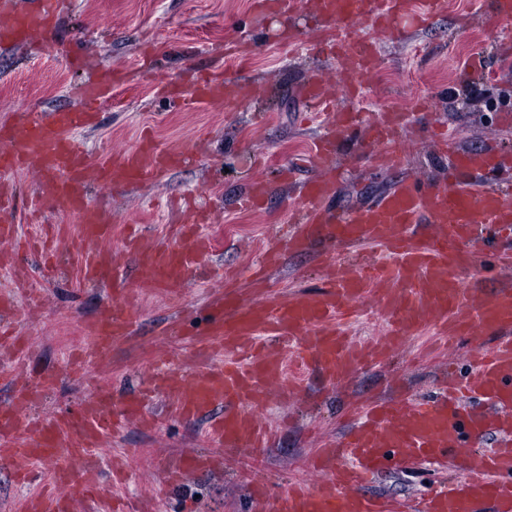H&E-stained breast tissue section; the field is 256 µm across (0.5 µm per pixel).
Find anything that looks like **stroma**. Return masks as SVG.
Segmentation results:
<instances>
[{
    "instance_id": "35a3bbf8",
    "label": "stroma",
    "mask_w": 512,
    "mask_h": 512,
    "mask_svg": "<svg viewBox=\"0 0 512 512\" xmlns=\"http://www.w3.org/2000/svg\"><path fill=\"white\" fill-rule=\"evenodd\" d=\"M254 2L71 0L70 9L35 34L30 45L0 49V119L32 108L74 107L91 73L112 81L110 100L74 131L91 159L134 149L146 133L156 145L190 156L186 165L156 182L89 189V205L109 214L113 224L106 246L116 277L104 286L82 280L78 216L58 211L35 175L13 176L20 237L35 235L46 223L57 226L65 243L58 250V274L50 281L43 279L41 261L33 254L0 258V293H11L14 326L31 342L22 359L0 361V404L8 401L12 380L39 372L54 374L58 382L38 413L66 416L78 410L86 395L85 377L120 391L137 387L145 370L160 360L176 370L196 369L192 342L204 324L208 298L224 286L225 270L235 272L247 298L259 269L274 296L321 285L331 262L322 243L285 254L274 267L262 268L261 262L267 245L288 235L292 206L303 180L313 173L310 146L326 131L324 115L303 99L299 88L311 74H339L342 64L330 54L326 33L307 7L260 13ZM395 27L391 36L358 25V34L375 46V73L357 93L340 85L333 97L337 106L367 121L383 112L404 113L402 158L394 165L380 163L365 137L349 140L333 199L339 210L375 201L406 177L426 183L447 178L451 161L437 143L441 135L465 151L491 146L512 155V103L485 105L487 96L512 92V26L497 22L491 0H447L444 15L424 24L403 18ZM216 66L244 86H262V95L232 112L218 100L183 112L163 95L166 82L188 86L194 70ZM492 68L498 77L486 80ZM268 154L291 167L296 180L288 185L277 170L266 171L262 211L243 210L254 167ZM184 197L197 199L211 213V223L198 227L217 251L210 277L187 276L178 308L161 296L140 295L132 335L114 344L111 362L89 365L87 376H80L72 356L86 339V326L105 297L137 287L139 275L123 248L130 226L171 243L169 227L178 218L169 204ZM509 251L512 240L482 230L472 264L460 273L468 288L482 295L512 285V271L499 264L500 254ZM177 314L183 335H162L165 322ZM452 366L469 373L466 347L447 353L428 327L386 361L359 367L342 380L287 367L279 384L294 387L296 394L269 399L264 417L274 432L267 446L224 449L223 471L193 475L176 489L162 480L155 461L183 450L206 451L207 418L183 419L159 404L152 429L128 426L107 437L98 454L105 465L113 455L127 454L122 494L133 501L155 499L157 512H251L254 482L280 492L304 477L322 441L340 438L358 424L356 407L389 396L430 398L440 392ZM454 476L452 465L422 461L386 471L366 491L419 503Z\"/></svg>"
}]
</instances>
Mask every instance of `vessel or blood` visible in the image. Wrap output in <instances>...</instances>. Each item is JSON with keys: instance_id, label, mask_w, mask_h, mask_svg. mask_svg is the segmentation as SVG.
<instances>
[{"instance_id": "obj_1", "label": "vessel or blood", "mask_w": 512, "mask_h": 512, "mask_svg": "<svg viewBox=\"0 0 512 512\" xmlns=\"http://www.w3.org/2000/svg\"><path fill=\"white\" fill-rule=\"evenodd\" d=\"M33 2L30 11L0 9L1 45L22 44L68 6V0ZM445 5L446 0H311L314 11L338 34L336 51L346 63L345 78L353 90L372 75L375 58L373 44L356 36L358 24L384 28L398 15L432 17ZM168 98L184 110L220 98L226 110L233 111L243 101L238 83L208 76L188 91L171 86ZM403 124L402 113L385 112L362 127L354 112L336 109L325 137L312 149L320 174L305 185L288 237L292 251L306 250L317 240L332 246L372 240L391 250L395 263L377 265L366 253L339 259L319 289L287 298L261 292L247 300L235 289H224L210 300L206 323L196 338L203 368L189 374L150 373L146 388L118 399L108 389L90 385L78 411L68 417L31 414L53 387V375L42 373L16 386L11 400L0 406V460L22 477L32 474L36 465H54L49 475L41 476L39 488L19 504L18 512H71L74 496L97 497V450L104 438L131 421L152 427L151 405L158 398L182 418L210 416L208 437L218 446L263 447L268 430L260 408L272 383L284 374L285 359L262 344V337L289 340L299 366L343 379L360 365L386 357L429 325L451 345L458 337L469 338L471 374L449 376L443 392L427 402L372 403L361 426L315 450L310 479L294 482L273 498L264 484H257L255 510L402 512L394 504L363 495L362 484L374 473L434 457L461 464L463 478L435 492L421 512H512V288L475 298L457 275L472 258L462 245L474 241L477 225L512 230V191L486 186L487 174L499 167L494 151L459 152V175L432 187L407 179L371 205L344 213L331 204L336 178L330 166L341 141L354 128H362L378 157L393 162L400 154ZM185 161L183 151L150 141L117 157L91 161L72 134L67 110L26 113L16 123H0V244L15 239L10 178L22 171L35 172L55 206L81 219L85 280L107 282L112 277V253L103 243L112 236V222L89 207L84 184L93 180L103 188L139 185ZM205 221L203 213L194 212L181 226L175 245L148 236L126 241L142 272V290L179 300L186 274L202 267L211 250L210 242L196 231ZM411 224H432L438 231L410 237L404 229ZM368 297L385 316L389 330L384 340L364 345L348 338L335 320ZM135 301L129 293L100 308L86 330L81 363L111 359L113 344L131 334ZM227 351L239 352V359L225 361ZM491 433L498 437L495 449L475 453V446ZM216 464L214 457L183 451L159 458L156 468L168 484L177 485Z\"/></svg>"}]
</instances>
